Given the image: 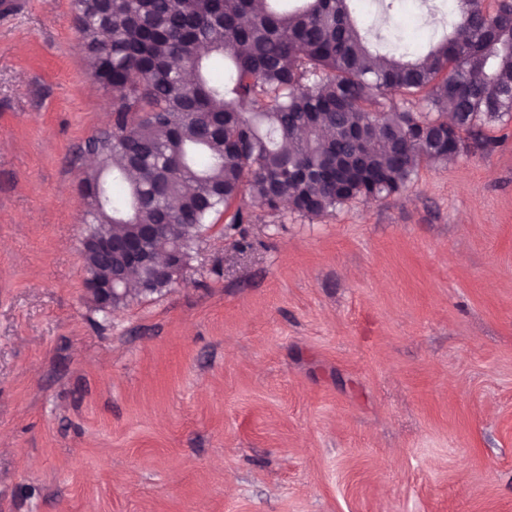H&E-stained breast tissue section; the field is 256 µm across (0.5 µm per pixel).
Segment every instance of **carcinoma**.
I'll list each match as a JSON object with an SVG mask.
<instances>
[{
  "instance_id": "obj_1",
  "label": "carcinoma",
  "mask_w": 512,
  "mask_h": 512,
  "mask_svg": "<svg viewBox=\"0 0 512 512\" xmlns=\"http://www.w3.org/2000/svg\"><path fill=\"white\" fill-rule=\"evenodd\" d=\"M277 2L112 0L107 13L74 0L90 76L112 99V133L78 183L86 238H133L165 213L169 234L150 248L168 256L183 241L185 261L191 225L235 203L231 223L242 224L251 199L306 215L379 199L422 161L456 159L478 121L512 113V25L499 0L483 15L454 0L453 35L413 59L373 49L353 0ZM390 92L425 94L426 111L379 110ZM136 275L172 285L152 267Z\"/></svg>"
}]
</instances>
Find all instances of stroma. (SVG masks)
Returning a JSON list of instances; mask_svg holds the SVG:
<instances>
[{"mask_svg": "<svg viewBox=\"0 0 512 512\" xmlns=\"http://www.w3.org/2000/svg\"><path fill=\"white\" fill-rule=\"evenodd\" d=\"M0 0V512H512V118L387 197L206 225L106 317L73 0ZM360 25L452 31L443 0Z\"/></svg>", "mask_w": 512, "mask_h": 512, "instance_id": "1", "label": "stroma"}]
</instances>
